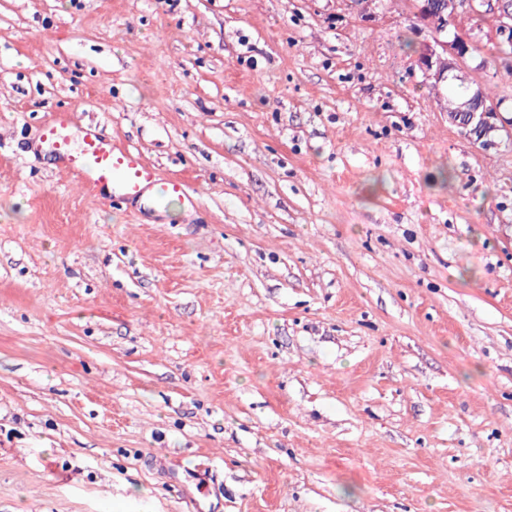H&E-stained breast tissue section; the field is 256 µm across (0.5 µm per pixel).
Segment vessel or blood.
I'll return each mask as SVG.
<instances>
[{"label":"vessel or blood","instance_id":"1","mask_svg":"<svg viewBox=\"0 0 512 512\" xmlns=\"http://www.w3.org/2000/svg\"><path fill=\"white\" fill-rule=\"evenodd\" d=\"M72 126L69 112L51 113L41 127L39 143L54 153L64 171L77 178L90 196L132 205L146 218H162L175 204L197 207L198 199L185 181L161 176L138 152L118 147L94 127L85 128L80 145L72 146Z\"/></svg>","mask_w":512,"mask_h":512}]
</instances>
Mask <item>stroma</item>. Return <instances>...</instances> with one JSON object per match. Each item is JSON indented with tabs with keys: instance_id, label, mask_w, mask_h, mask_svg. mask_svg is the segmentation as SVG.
I'll return each mask as SVG.
<instances>
[{
	"instance_id": "1",
	"label": "stroma",
	"mask_w": 512,
	"mask_h": 512,
	"mask_svg": "<svg viewBox=\"0 0 512 512\" xmlns=\"http://www.w3.org/2000/svg\"><path fill=\"white\" fill-rule=\"evenodd\" d=\"M432 40L413 0H0V512H512V137L449 124ZM58 110L198 209L85 195Z\"/></svg>"
}]
</instances>
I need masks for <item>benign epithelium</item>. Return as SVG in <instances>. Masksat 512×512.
<instances>
[{"mask_svg":"<svg viewBox=\"0 0 512 512\" xmlns=\"http://www.w3.org/2000/svg\"><path fill=\"white\" fill-rule=\"evenodd\" d=\"M491 14L495 21L497 46L503 53L512 52V0H419L415 16L434 34V44H426L417 64L423 76L435 84L456 81L467 89V96L451 109V124L462 128V135L474 146L486 147L504 131L512 135V121H504L497 107L487 103L482 86L467 79L465 62L476 50L473 39L457 32L445 39L448 28L462 14L481 17Z\"/></svg>","mask_w":512,"mask_h":512,"instance_id":"benign-epithelium-1","label":"benign epithelium"}]
</instances>
